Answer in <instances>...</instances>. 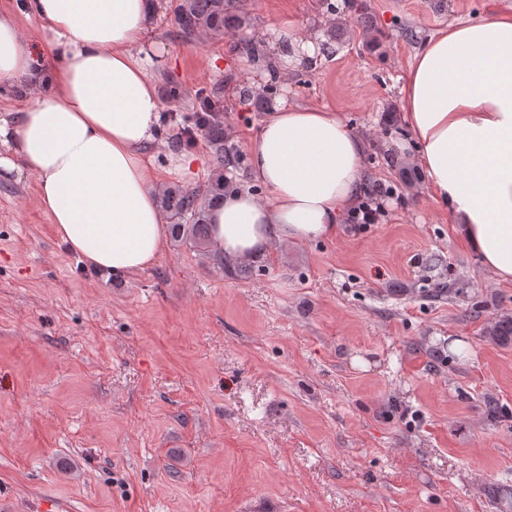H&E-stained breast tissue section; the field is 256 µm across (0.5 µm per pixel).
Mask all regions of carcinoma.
<instances>
[{"mask_svg":"<svg viewBox=\"0 0 512 512\" xmlns=\"http://www.w3.org/2000/svg\"><path fill=\"white\" fill-rule=\"evenodd\" d=\"M176 22L180 32L190 38L207 31L224 33L232 30L241 25V18L235 13L234 0H181ZM203 121L217 158V167L206 190L201 192L177 186L167 190L162 198L164 208L177 220L172 225L175 235L185 237L200 248L206 247L209 241L204 199L219 198L233 189V180L224 177V168L241 164V157L224 143V128L207 117ZM489 335L498 341H512V318L496 321Z\"/></svg>","mask_w":512,"mask_h":512,"instance_id":"carcinoma-1","label":"carcinoma"}]
</instances>
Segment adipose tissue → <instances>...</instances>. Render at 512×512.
<instances>
[{
    "label": "adipose tissue",
    "instance_id": "ef3b65f1",
    "mask_svg": "<svg viewBox=\"0 0 512 512\" xmlns=\"http://www.w3.org/2000/svg\"><path fill=\"white\" fill-rule=\"evenodd\" d=\"M155 10L156 0H23L38 36L0 11V95L47 77L45 93L0 115V145L12 153L0 164L36 177L40 204L70 251L119 276L166 252L159 193L190 164L159 138ZM400 95L430 195L447 203L495 282L512 283V15L436 32ZM160 153L166 163L157 168ZM249 160L252 188L225 192L208 211L212 249L230 261L263 256L276 241L330 236L363 195L364 144L320 106L279 101Z\"/></svg>",
    "mask_w": 512,
    "mask_h": 512
}]
</instances>
